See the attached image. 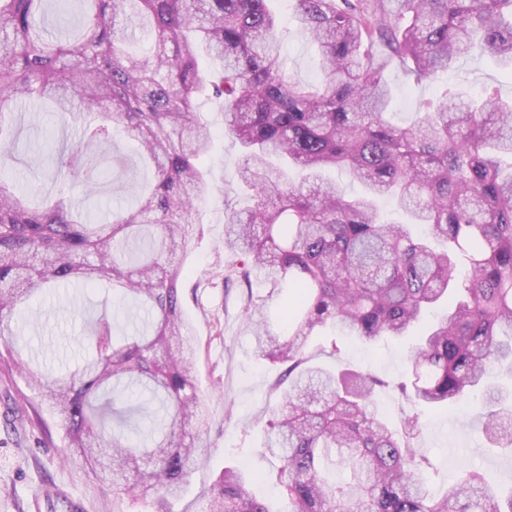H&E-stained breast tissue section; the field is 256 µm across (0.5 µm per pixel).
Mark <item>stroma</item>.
<instances>
[{
  "mask_svg": "<svg viewBox=\"0 0 512 512\" xmlns=\"http://www.w3.org/2000/svg\"><path fill=\"white\" fill-rule=\"evenodd\" d=\"M283 52L294 79L306 85L321 83L316 48L296 25L288 27ZM388 81L393 91L394 120L401 125L410 124L421 103L435 99L439 88L435 82L413 85L398 67L389 71ZM447 81L472 96L490 86L498 88L503 99H512V79L504 77L486 55L457 62ZM198 112L214 130L204 161L211 182L219 188H232L242 155L225 138L223 117L215 104L202 103ZM10 136L18 145V158L9 163L7 177L30 195L55 194L60 178L48 173L45 160L52 151L75 143V128L56 126L19 110L12 118ZM118 150L125 158L124 172L120 180L106 178L96 197L95 218L101 222L151 179L133 145L122 140ZM238 203L235 196L226 203L217 197L202 201L190 218L194 247L181 260L183 311L197 337L198 390L209 413L203 436L205 460L191 475L182 495L145 501L119 494L107 472L94 476L67 463L63 458L67 443L64 428L5 356L0 358V415L11 395L22 400L23 417L11 427L0 422V512H39L36 496L54 488L65 494L68 502H79L81 512H192L195 500L228 466L245 467L250 474L249 490L269 500L276 512H285L286 493L277 480L280 463L259 451L269 419L267 408L278 398L274 385L282 368L253 353L243 317L246 291L237 282L224 279L226 269L238 261L224 250V207ZM98 299L97 290L83 284L57 289L34 301L26 318L10 324L4 339L27 350L50 373L72 370L84 353L88 321ZM415 341L410 335L383 338L367 346L346 338L337 343L339 354L331 357L327 351L335 343L325 334L312 338L309 352L314 363L324 367L350 366L385 380L376 406L397 426L410 405L395 385L406 373V358ZM478 408L479 401L473 398L421 412L425 432L418 450L431 463L429 479L434 494H443L464 465L479 469L501 489L512 488V450L489 446L475 426Z\"/></svg>",
  "mask_w": 512,
  "mask_h": 512,
  "instance_id": "obj_1",
  "label": "stroma"
}]
</instances>
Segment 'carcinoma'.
<instances>
[{
    "mask_svg": "<svg viewBox=\"0 0 512 512\" xmlns=\"http://www.w3.org/2000/svg\"><path fill=\"white\" fill-rule=\"evenodd\" d=\"M271 0H0V142L5 117L42 102L71 119L77 143L60 170L98 193L115 137L135 143L152 170L135 203L97 224L60 190L21 198L0 179V336L4 319L46 288L80 279L134 301L145 331L118 336L98 315L88 355L50 376L7 353L69 438L64 458L137 497L177 494L204 453L196 342L185 318L178 256L193 248L184 222L212 193L201 167L213 133L205 100L243 163L236 187L251 205L225 211L224 249L247 260L225 279L263 294L244 310L254 354L285 366L262 453L279 460L287 512H512L482 472L463 466L441 498L426 488L420 408L467 400L485 387L483 430L512 448V403L488 383L512 375V101L446 87L416 119H388L387 67L418 84L462 58L490 55L512 78V0H294L299 28L320 52L321 88L288 76L284 18ZM51 14L78 16L48 30ZM154 41L149 54L135 33ZM326 168L362 187L351 196ZM390 198L410 223L387 222ZM288 294L284 331L268 308ZM447 316L420 337L400 386L414 408L394 428L372 406L380 381L310 363L307 339L331 323L371 344L405 335L448 297ZM341 459L349 478L330 471ZM197 512H272L226 468Z\"/></svg>",
    "mask_w": 512,
    "mask_h": 512,
    "instance_id": "carcinoma-1",
    "label": "carcinoma"
}]
</instances>
